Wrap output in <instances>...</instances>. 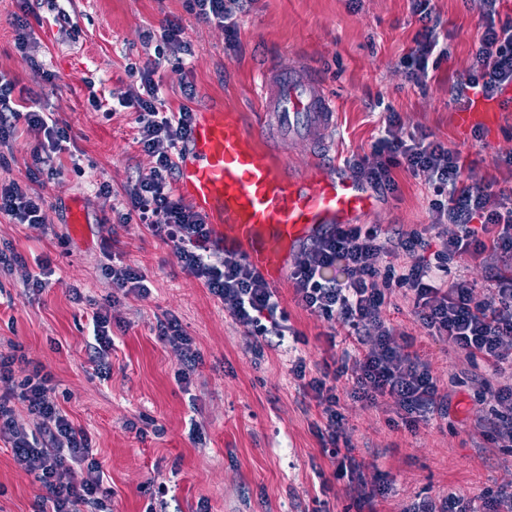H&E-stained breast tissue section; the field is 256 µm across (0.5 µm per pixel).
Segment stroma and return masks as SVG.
I'll list each match as a JSON object with an SVG mask.
<instances>
[{
	"label": "stroma",
	"mask_w": 512,
	"mask_h": 512,
	"mask_svg": "<svg viewBox=\"0 0 512 512\" xmlns=\"http://www.w3.org/2000/svg\"><path fill=\"white\" fill-rule=\"evenodd\" d=\"M23 0H0V72L14 79V98H36L70 128L63 173L37 184L46 204L39 224L0 215V251L17 255L0 265V352L22 347L28 362L50 372L54 400L75 428L91 439L110 492L109 512H405L423 498L453 495L481 512L486 497L512 482V448L493 447L491 403L479 402L478 376L492 387L512 385V366L492 371L468 360L446 341L429 336L411 315L401 289H392L383 315L396 335L410 336L438 385L451 395L447 419L409 430L394 425L392 407L342 398L346 434L367 481L384 493L374 509L357 486L337 476L314 426L316 399L291 372L293 360L315 368L331 353L351 349L333 322L300 308L291 282L277 288L281 309L301 334L284 348L255 356L236 323L200 281L180 267L170 246L143 225L120 224L127 190L148 174L152 157L136 143L131 113L91 106L90 93L118 101L136 86L129 65L154 57L164 20L180 21L191 43L189 74L165 53L160 69L166 108L183 103L180 81L195 89L193 110L255 107L252 75L258 64L288 65L302 57L322 77L338 107L336 132H317L331 157L345 161L370 152L389 114L404 130L423 131L459 150L472 176L495 186L512 184L499 157L512 154V111L493 130L457 127L449 88L466 72L483 23V0H431L448 32V56L430 69L425 85L409 82L402 64L419 27L411 0H249L237 14V35L197 22L190 0H40L43 22L28 53L14 47V16ZM33 144L18 130L0 147V184L26 183ZM396 193L377 195L364 224L406 229L430 224L424 176L396 171ZM84 218L82 233L68 222ZM147 277L148 293L111 302V264ZM52 274L34 289L40 267ZM109 306L114 324L109 369L90 362L89 319ZM179 318L201 361L189 384L176 375L180 349L161 340L157 322ZM335 343H328V333ZM27 362V364H28ZM27 364L14 367L16 380ZM154 419L144 428L143 417ZM45 495L16 464L0 438V512H38Z\"/></svg>",
	"instance_id": "stroma-1"
}]
</instances>
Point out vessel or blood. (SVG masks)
<instances>
[{
    "label": "vessel or blood",
    "mask_w": 512,
    "mask_h": 512,
    "mask_svg": "<svg viewBox=\"0 0 512 512\" xmlns=\"http://www.w3.org/2000/svg\"><path fill=\"white\" fill-rule=\"evenodd\" d=\"M256 117L196 112L175 162L177 189L204 216L213 246L241 252L273 285L283 283L292 255L304 242L339 224L355 223L375 199L368 187L337 173L313 141L315 130L336 127V104L319 75L299 61L283 68L266 62L253 76ZM512 102V86L498 98L454 113L457 126L495 127L500 106ZM313 146V176L287 173L273 139Z\"/></svg>",
    "instance_id": "b4317fda"
}]
</instances>
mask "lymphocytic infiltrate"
<instances>
[{
  "instance_id": "lymphocytic-infiltrate-1",
  "label": "lymphocytic infiltrate",
  "mask_w": 512,
  "mask_h": 512,
  "mask_svg": "<svg viewBox=\"0 0 512 512\" xmlns=\"http://www.w3.org/2000/svg\"><path fill=\"white\" fill-rule=\"evenodd\" d=\"M244 2L192 0V10L199 22L221 27L231 37L236 32L232 17ZM497 2L484 0V24L473 64L450 88L453 101L463 110L476 98L494 97L512 83V19L498 20ZM412 11L420 27L407 56V78L419 85L429 76L430 59L447 57L448 33L433 14L430 0H412ZM160 66V61L150 60L128 69L139 88L120 106L134 113L136 140L153 156L154 166L129 188L128 210L120 221L144 224L153 236L172 245L182 270L202 282L246 329L255 351L283 345L290 328L276 289L244 260L232 261L211 249L207 225L173 190L176 150L189 134L192 110L187 103L175 112L161 110ZM13 90V79L0 72V143L22 125L35 145L27 184H0V215L19 224H38L45 198L34 185L59 175L56 157L71 135L52 113L15 99ZM348 167L354 178L386 194L398 189L394 170L425 176L432 222L420 230L393 232L378 224L336 226L304 245L302 259L289 274L298 306L336 322L357 345L356 355H342L315 372H308L301 360L291 368L322 407L317 434L328 445L329 455L338 459L341 476L361 465L351 450L338 446L345 436L339 381L348 382V397L367 405L394 403L401 422L411 429L448 417L449 393L441 391L427 362L412 351L411 340L397 341L382 315L387 290L403 289L427 335L451 342L467 359L482 360L495 370L512 363V275L505 270L512 264V187L495 191L473 179L460 151L425 133L404 131L393 114L386 118L384 133L372 143L370 154L352 159ZM450 224L456 233H447ZM434 240L439 248L429 260L422 252ZM488 252L504 267L490 272L492 294L481 299L475 282L452 275L450 265L456 258ZM385 253L392 261L383 265L379 258ZM157 331L162 340L181 348L184 366L177 379L188 382L199 361L190 336L173 315L158 321ZM17 359L14 353L0 355V383L8 386L0 395V437L11 443L20 468L45 488L51 512H80L81 506L100 505L103 479L87 433L76 430L61 413L51 397L52 377L41 368H34L19 391H11ZM15 397L39 418V436H29L17 425L10 405ZM75 463L88 469L87 479L78 486L68 479Z\"/></svg>"
}]
</instances>
